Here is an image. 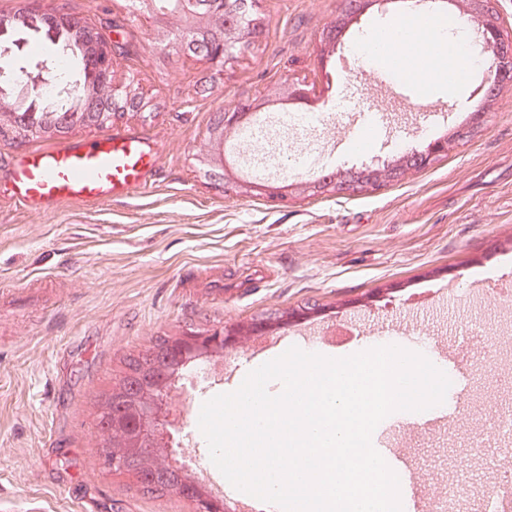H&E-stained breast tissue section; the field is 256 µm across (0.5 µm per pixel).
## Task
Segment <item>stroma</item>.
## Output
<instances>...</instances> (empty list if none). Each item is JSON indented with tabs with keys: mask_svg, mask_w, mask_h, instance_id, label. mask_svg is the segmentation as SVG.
Instances as JSON below:
<instances>
[{
	"mask_svg": "<svg viewBox=\"0 0 512 512\" xmlns=\"http://www.w3.org/2000/svg\"><path fill=\"white\" fill-rule=\"evenodd\" d=\"M39 5L122 42L112 85L146 106L113 126L148 138L161 164L144 191L96 205L31 210L0 196V512H194L179 494L144 493L103 467L97 402L122 360L156 337L293 308L309 314L250 336L211 365L208 379L174 393L184 422L175 440L192 475L207 486L220 482L224 499L245 500L218 469L201 470L209 450L193 414L289 347H304V333H332L334 351L349 353L370 343L373 326L402 324L424 354L448 331L480 324L484 332L465 354L472 377L463 422L445 434L397 433L391 442L417 467L422 497L433 498L464 468L468 512H483L498 461L512 459L500 436L512 418V388L496 375L500 362L512 365V348L497 345L500 332L512 331L505 293L512 284V84L476 126L467 91H444L448 109L426 119L389 103L386 140L366 151L340 150L331 137L345 125L333 106L355 79L338 69L352 45L411 12L460 18L462 0H376L330 52L324 34L341 0H257L262 32L221 66L169 48L174 20L141 11L134 0ZM292 82L305 84V100H283ZM237 105L265 117L330 116L332 127L314 131L310 144L289 139L279 169L292 183L315 174L300 162L307 152L325 171L347 172L425 151L462 127L475 132L378 190L295 192L281 204L224 191L209 129L221 108ZM96 133L77 125L61 137L0 143V181L16 155ZM472 281L483 284V295L469 292ZM446 285L454 293L443 301ZM478 429L489 438L479 450L470 446Z\"/></svg>",
	"mask_w": 512,
	"mask_h": 512,
	"instance_id": "obj_1",
	"label": "stroma"
}]
</instances>
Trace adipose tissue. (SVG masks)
Here are the masks:
<instances>
[{
    "label": "adipose tissue",
    "instance_id": "obj_1",
    "mask_svg": "<svg viewBox=\"0 0 512 512\" xmlns=\"http://www.w3.org/2000/svg\"><path fill=\"white\" fill-rule=\"evenodd\" d=\"M436 43L432 49L429 67L424 77L432 90H457L466 75L479 68L480 61L474 57L464 56L460 39L448 36V20L437 16L433 19ZM420 25L410 24L407 18L394 20L382 29L372 31L361 39L359 46L366 51L378 49L397 51L405 49L409 41L418 39Z\"/></svg>",
    "mask_w": 512,
    "mask_h": 512
}]
</instances>
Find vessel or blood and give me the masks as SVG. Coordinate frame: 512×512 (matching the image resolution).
<instances>
[{
    "label": "vessel or blood",
    "mask_w": 512,
    "mask_h": 512,
    "mask_svg": "<svg viewBox=\"0 0 512 512\" xmlns=\"http://www.w3.org/2000/svg\"><path fill=\"white\" fill-rule=\"evenodd\" d=\"M370 68L399 88L419 85V69L409 67L400 54L388 53L369 62ZM382 122L379 110L363 112L357 127L358 142L367 144ZM159 157L144 136L112 131L89 140H71L42 150L17 155L10 173L8 194L20 205L46 209L63 201L97 204L140 191L157 170ZM432 362L452 378V400L424 412H396L386 417L372 435L374 448L400 480L402 503L410 512H426L427 502L417 496L416 476L405 455L389 446L387 431H427L450 424L462 415L461 402L469 386L470 367L458 351L438 346Z\"/></svg>",
    "instance_id": "1"
}]
</instances>
